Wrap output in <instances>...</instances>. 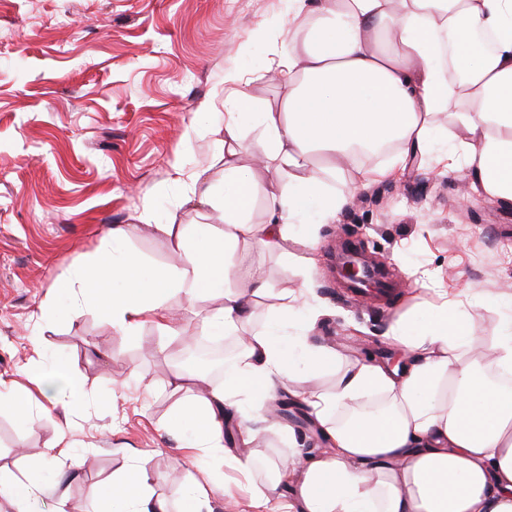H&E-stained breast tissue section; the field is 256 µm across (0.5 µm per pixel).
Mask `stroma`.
<instances>
[{
    "label": "stroma",
    "mask_w": 512,
    "mask_h": 512,
    "mask_svg": "<svg viewBox=\"0 0 512 512\" xmlns=\"http://www.w3.org/2000/svg\"><path fill=\"white\" fill-rule=\"evenodd\" d=\"M293 23L288 0H0V378L29 390L28 370L62 363L88 392L76 411L39 401L31 425L0 399V477L49 483L57 471L71 474L36 512H101L104 484L135 465L170 512H181L189 485L210 482L212 460L187 455L184 432L169 426L197 393L174 387L170 370L178 332L204 334L218 300L174 290L163 302L170 328L147 320L122 335L101 312L76 309L65 283L112 253L135 256L146 273L172 264L173 241L158 225H221L220 203L193 199L191 189L197 178L224 184V77L237 75L257 104L277 102L276 65ZM274 25L282 33L272 40ZM454 134L442 127L430 153L384 177L377 171L393 153L363 164L375 175L364 189L327 181L349 201L322 225L316 247L293 236L285 254L243 255L278 292L300 285L314 259L309 302L328 311L315 340L344 361H385L395 351L388 324L445 296L463 300L479 356L507 313L499 297L512 290V205L449 170ZM345 238L385 263L395 297H354L338 286L332 266ZM281 426L255 423L244 446L233 422L224 438L263 462L325 445L306 404ZM58 437L68 454L45 465ZM222 472L226 492L212 496L211 512H288L284 497L255 506L267 470Z\"/></svg>",
    "instance_id": "1"
}]
</instances>
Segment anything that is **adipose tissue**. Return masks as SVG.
Listing matches in <instances>:
<instances>
[{"label":"adipose tissue","instance_id":"obj_1","mask_svg":"<svg viewBox=\"0 0 512 512\" xmlns=\"http://www.w3.org/2000/svg\"><path fill=\"white\" fill-rule=\"evenodd\" d=\"M300 28L288 39L281 69L284 92L276 105L255 111L252 95L237 87L225 103L224 230L207 224H162L172 237L180 267H159L142 278L132 255L104 257L75 277L80 306L104 313L121 334L143 317L164 319L163 296L183 282L188 299L208 295L221 304L206 330L226 336L247 328L254 299L269 287L253 266L238 260L240 245L278 253L293 226L314 245L320 225L347 204L326 191L325 178L354 165V146L397 144L393 164L424 154L441 120L458 131L449 150L453 169L468 176L483 196L512 204V0H293ZM261 137L254 147L275 163L280 177L266 182L238 162L245 125ZM270 219L252 228L255 198ZM131 282L117 293L113 279ZM236 279L249 294L227 288ZM314 282L281 292L264 330L248 335L224 387L182 406L172 427L191 423L189 446L253 471L249 454L229 455L224 422L237 407L234 391L254 390L269 400L284 388L295 364L292 347L317 380L335 367L332 390L313 389L304 400L325 423L326 451H294L261 489L258 503L292 488L289 512H512V317L496 328L494 359L484 364L471 347L474 330L459 302L444 300L419 321L394 319L385 334L400 350L401 367L342 364L338 353L311 336L323 314L308 302ZM34 391H12L9 404L34 422L36 394L64 389L75 408L85 398L79 375L30 372ZM379 398L378 407L364 404ZM106 512H168L153 499L145 468L134 467L102 489Z\"/></svg>","mask_w":512,"mask_h":512}]
</instances>
